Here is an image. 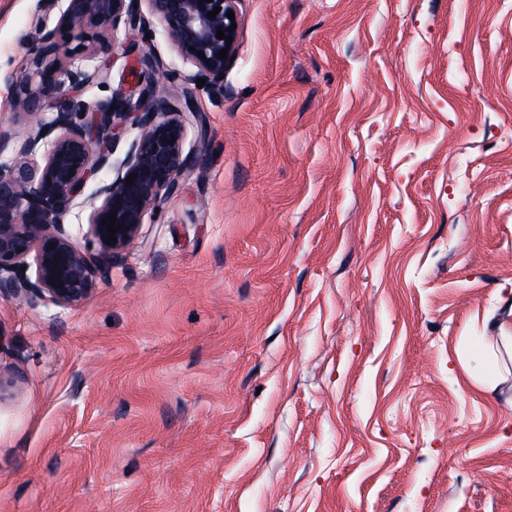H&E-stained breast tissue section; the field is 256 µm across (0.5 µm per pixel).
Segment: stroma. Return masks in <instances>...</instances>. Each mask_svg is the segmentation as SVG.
Here are the masks:
<instances>
[{
  "mask_svg": "<svg viewBox=\"0 0 512 512\" xmlns=\"http://www.w3.org/2000/svg\"><path fill=\"white\" fill-rule=\"evenodd\" d=\"M238 11L109 278L0 295V512H512V0Z\"/></svg>",
  "mask_w": 512,
  "mask_h": 512,
  "instance_id": "obj_1",
  "label": "stroma"
}]
</instances>
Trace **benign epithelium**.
Listing matches in <instances>:
<instances>
[{
    "label": "benign epithelium",
    "mask_w": 512,
    "mask_h": 512,
    "mask_svg": "<svg viewBox=\"0 0 512 512\" xmlns=\"http://www.w3.org/2000/svg\"><path fill=\"white\" fill-rule=\"evenodd\" d=\"M41 2L44 11L56 15L53 24L41 23L36 39L21 37L32 73L6 77L16 106L23 110L26 132L0 122V155L7 150L13 154L12 161H0V294L71 306L109 277L112 265L139 237L148 211L178 192L182 175L191 167L190 154L184 153L186 123L199 118L189 85L202 78L212 96L224 97L220 75L236 44L226 46L217 31L238 37V31H229L232 20L227 13L238 12L239 0ZM217 6L221 10L216 19H209ZM152 17L192 73L173 70V89L159 93L153 76L162 64L148 49L139 56L147 82L138 96L81 98L44 116L47 99L66 89L83 95L99 84L103 67L90 72L83 61L110 55L115 40L109 34L122 28L133 42L150 45ZM225 48L228 57L222 59L218 52ZM200 52L205 57H199ZM131 128L138 134L114 168L113 149ZM105 168L115 169V178L98 180L86 215L92 247L82 251L74 245L64 218L88 182L97 180ZM132 173L137 177L129 185ZM111 213L121 229L109 245L102 239L110 234L102 221ZM51 243L56 249H49Z\"/></svg>",
    "instance_id": "7a95c632"
}]
</instances>
